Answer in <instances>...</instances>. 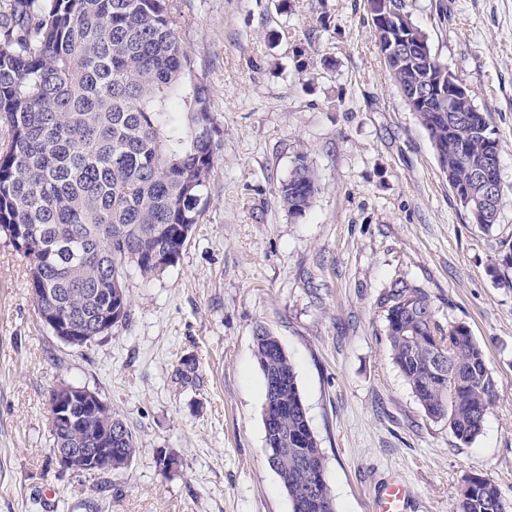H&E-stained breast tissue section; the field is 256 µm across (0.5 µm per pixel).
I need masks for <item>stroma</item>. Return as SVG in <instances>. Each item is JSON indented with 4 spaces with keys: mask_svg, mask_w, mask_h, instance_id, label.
<instances>
[{
    "mask_svg": "<svg viewBox=\"0 0 512 512\" xmlns=\"http://www.w3.org/2000/svg\"><path fill=\"white\" fill-rule=\"evenodd\" d=\"M176 5L221 129L206 214L175 267L127 268L129 321L81 349L40 322L27 261L0 239V512H292L264 452L261 327L295 366L336 512H373L395 476L413 512H453L474 475L512 512V0H405L499 140L487 232L391 78L367 0ZM301 152L319 191L294 218L278 188ZM397 279L485 354L497 397L471 443L425 414L392 361L379 299ZM63 384L97 392L132 429L128 468L51 464L49 400Z\"/></svg>",
    "mask_w": 512,
    "mask_h": 512,
    "instance_id": "35a3bbf8",
    "label": "stroma"
}]
</instances>
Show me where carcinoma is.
I'll list each match as a JSON object with an SVG mask.
<instances>
[{"label":"carcinoma","mask_w":512,"mask_h":512,"mask_svg":"<svg viewBox=\"0 0 512 512\" xmlns=\"http://www.w3.org/2000/svg\"><path fill=\"white\" fill-rule=\"evenodd\" d=\"M386 66L399 88L424 81L426 67ZM438 146L448 185L472 222H497L478 176L499 148L487 113L450 112L432 97L416 108ZM0 236L27 259L42 314L57 312L84 342L130 318L125 269L146 278L179 262L208 205L220 127L205 74L180 36L174 0H14L0 18ZM280 183L289 215L300 217L319 185L306 154ZM392 360L426 414L468 443L493 406L496 380L465 325L441 323L428 295L404 280L380 299ZM265 402L278 423L265 434L270 467L305 512H335L325 469L288 354L265 329L255 336ZM74 426L50 429L58 448H110L112 470L127 468L136 440L102 404L73 405ZM456 512H503L485 477L459 490Z\"/></svg>","instance_id":"carcinoma-1"}]
</instances>
